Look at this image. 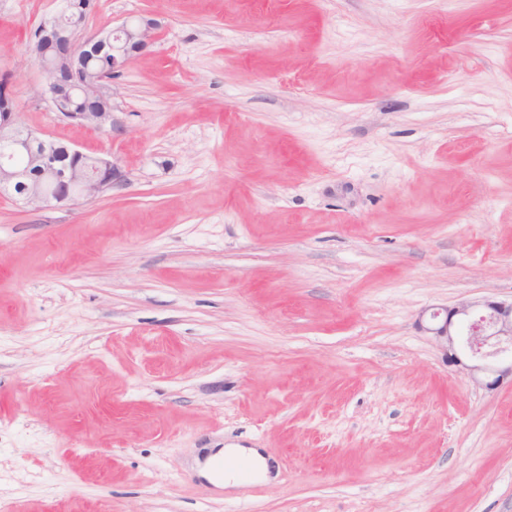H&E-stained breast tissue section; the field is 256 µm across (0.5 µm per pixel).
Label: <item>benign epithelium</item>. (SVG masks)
Returning <instances> with one entry per match:
<instances>
[{"mask_svg":"<svg viewBox=\"0 0 512 512\" xmlns=\"http://www.w3.org/2000/svg\"><path fill=\"white\" fill-rule=\"evenodd\" d=\"M94 8V0H67L61 14L78 19V26L68 27L56 16L36 30L30 55L48 77L62 73L61 63L66 59L76 65L63 72L68 76L66 82L39 86L35 98L54 106L76 91L87 97L85 109L56 116L95 130L113 129L118 121L106 91L107 75L83 79L88 62L101 47L110 49L113 65L128 64L152 45L161 23L150 15H140L116 28H101L83 36ZM0 145L5 147L0 152V194L24 206H66L78 198H96L123 181L121 170L109 157L87 154L23 129L7 76L0 78ZM430 319L431 325L424 331L433 336L448 365L494 376L486 383L488 388L512 376V303L463 302L450 310L432 312Z\"/></svg>","mask_w":512,"mask_h":512,"instance_id":"7a95c632","label":"benign epithelium"}]
</instances>
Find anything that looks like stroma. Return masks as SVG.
I'll return each mask as SVG.
<instances>
[{"instance_id": "1", "label": "stroma", "mask_w": 512, "mask_h": 512, "mask_svg": "<svg viewBox=\"0 0 512 512\" xmlns=\"http://www.w3.org/2000/svg\"><path fill=\"white\" fill-rule=\"evenodd\" d=\"M59 9L0 0V75L124 183L0 197V505L512 512V383L420 327L512 299V0H96L163 25L105 131L34 97ZM218 448L280 474L219 489Z\"/></svg>"}]
</instances>
